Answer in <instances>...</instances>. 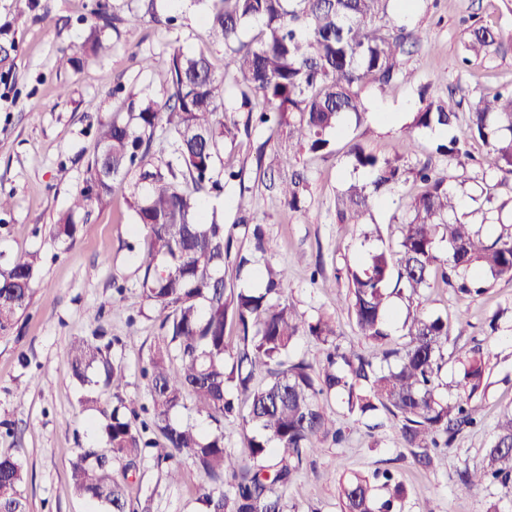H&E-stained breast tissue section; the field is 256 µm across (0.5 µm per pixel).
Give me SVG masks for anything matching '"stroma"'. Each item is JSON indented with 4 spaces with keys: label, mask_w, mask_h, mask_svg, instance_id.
Returning <instances> with one entry per match:
<instances>
[{
    "label": "stroma",
    "mask_w": 512,
    "mask_h": 512,
    "mask_svg": "<svg viewBox=\"0 0 512 512\" xmlns=\"http://www.w3.org/2000/svg\"><path fill=\"white\" fill-rule=\"evenodd\" d=\"M129 6L130 0H0V41L17 45L15 67L8 79L0 80V191L13 195L10 210L0 213V255L28 250L40 256L29 309L0 335V454L21 451L28 472L22 491L30 512H95L88 499L75 493L69 462L77 448L95 440L101 416L82 410L66 349L104 328L115 338L114 355L125 369V396L138 406L148 401L142 369L161 335L141 294L138 258L145 239L130 231V186L116 188L105 202L92 205L69 248L52 236L53 224L88 177L97 123L119 105L112 94L115 87L162 96L155 72L142 69L141 58L150 56L161 64L175 50H203L216 72L224 70V48L212 43L203 6L190 0H160L159 19L147 17L136 29L107 32L109 52L87 59L78 69L58 70L61 50L81 42L97 10L122 15ZM168 15L175 16V24H165ZM475 19L498 28L502 38L486 58L467 63L463 43ZM408 23L424 33L422 43L403 58L417 84L397 82L382 92L365 88L367 115L359 122L348 120L332 134L327 154L289 150L284 131L273 136L253 132L251 141L223 156L243 166V184L204 199L207 210L223 219L235 247L246 250L251 242L236 222L235 202L239 193L253 196L254 221L264 227L267 253L288 269L289 300L306 320L329 318L337 344L366 354L373 347L358 336L345 301L346 267L370 250L395 244L403 206L420 186L409 179L376 199L367 223H337L336 196L355 178L346 154L349 143L401 157L410 168L432 163L466 201L471 222L488 233L498 227L475 194L493 184L501 198L512 197V175L497 172L496 156L482 141L470 142L475 163L465 171L435 153L438 133H416L412 150L404 148L406 128L421 105L418 84L428 85L433 98L462 87L469 105L512 85V0H414ZM254 141L267 144L260 169L250 147ZM294 176L302 179L305 202L298 212L268 188L270 179ZM417 302L426 313L464 314V324L449 329L447 357L463 347L482 346L489 373L488 387L476 401L482 425L459 435L445 456L424 469L402 456L394 433L369 434L364 423L348 419L339 404H332L347 438L339 444L323 441L289 487L288 502L299 512H338L339 479L371 473L389 461L410 498L424 497L425 512H484L490 500L498 502L500 512H512V487L484 488L473 495L457 489L458 472L482 466L498 414L512 405V276L498 278L475 297L434 283ZM493 318L498 321L494 331L489 328ZM132 324L138 333L130 342L126 334ZM128 481L132 497L151 498L153 512H195L204 479L186 463L179 483H168L164 466L149 456L130 470Z\"/></svg>",
    "instance_id": "obj_1"
}]
</instances>
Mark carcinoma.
<instances>
[{
  "mask_svg": "<svg viewBox=\"0 0 512 512\" xmlns=\"http://www.w3.org/2000/svg\"><path fill=\"white\" fill-rule=\"evenodd\" d=\"M212 42L224 46V73L216 74L209 56L173 52L161 70L163 97L126 94L112 115L99 123L97 152L87 164L90 178L53 225V238L70 243L78 230L75 215L112 194L115 185L136 178L128 201L137 230L147 238L142 255V295L160 321L161 338L143 377L149 405L130 407L121 364L111 361L112 341L103 329L66 351L72 378L91 383L103 376L115 404L100 428V442L80 448L70 462L75 492L104 512H150L149 501L128 497V470L145 450L163 445L158 463L175 484L186 460L205 478L199 512H288L286 492L303 471L307 457L328 437L339 443L342 429L329 409L343 397L354 420L371 419L369 432L391 428L400 447L429 468L458 435L478 425L473 399L484 393L487 364L474 346L457 358L455 398L442 396L441 373L448 361V318L428 316L414 299L430 282L441 281L462 295H480L488 283L512 275V230L486 235L475 227L446 175L428 164L414 169L422 191L399 220L396 250L375 249L347 266L346 301L360 336L373 345L375 358L335 343L333 323L308 322L284 295L288 273L266 262L262 286L239 288L225 279L232 235L225 224L208 218L200 193L219 196L244 168L215 172L221 152L264 126L288 129V146L329 152V135L341 121L368 111L363 89L379 91L397 81L415 82L403 68L407 46L421 40L416 30L396 23L395 0H204ZM142 16L97 13L78 50L61 51L59 67L76 69L82 60L110 49L105 31L136 27ZM255 26L251 40L242 30ZM500 33L487 25L469 28L464 61L487 54ZM451 89L447 98H428L419 86L422 106L411 128L434 131L454 126L464 96ZM172 135L173 150L151 154L155 129ZM491 145L497 169L512 175V88L482 96L468 112L459 133L436 150L467 170V139ZM353 170L365 175L337 195L336 220L363 224L375 198L394 189L406 173L390 159L353 143ZM298 182H282L278 191L290 210L301 208ZM487 210L502 212L495 186L483 191ZM38 272V254L20 251L0 269V333L10 331L30 306ZM407 300L402 324L406 343L392 346L391 299ZM236 335L227 336V326ZM325 346L320 368L292 355L301 335ZM204 414L207 431L176 419L179 410ZM239 421L247 431L244 452L224 444V421ZM486 465L458 474L460 490L471 494L495 484H512V407L500 415L486 448ZM121 463L116 468L114 463ZM24 464L15 454L0 455V512H28L21 486ZM408 490L389 469L355 475L340 486L341 512H403Z\"/></svg>",
  "mask_w": 512,
  "mask_h": 512,
  "instance_id": "1",
  "label": "carcinoma"
}]
</instances>
